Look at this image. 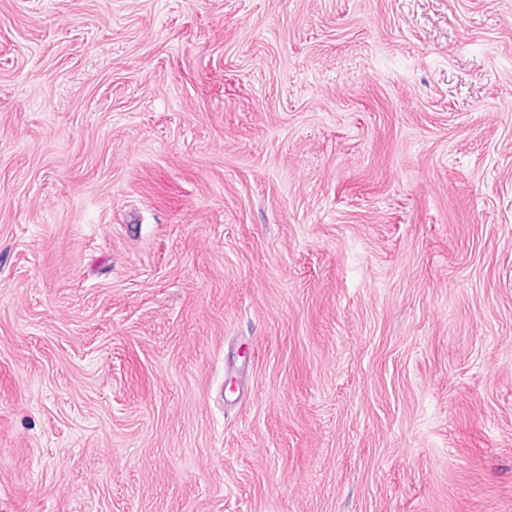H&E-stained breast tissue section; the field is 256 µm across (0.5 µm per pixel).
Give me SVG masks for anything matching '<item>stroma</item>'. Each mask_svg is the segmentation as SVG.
<instances>
[{
	"label": "stroma",
	"mask_w": 512,
	"mask_h": 512,
	"mask_svg": "<svg viewBox=\"0 0 512 512\" xmlns=\"http://www.w3.org/2000/svg\"><path fill=\"white\" fill-rule=\"evenodd\" d=\"M0 512H512V0H0Z\"/></svg>",
	"instance_id": "35a3bbf8"
}]
</instances>
